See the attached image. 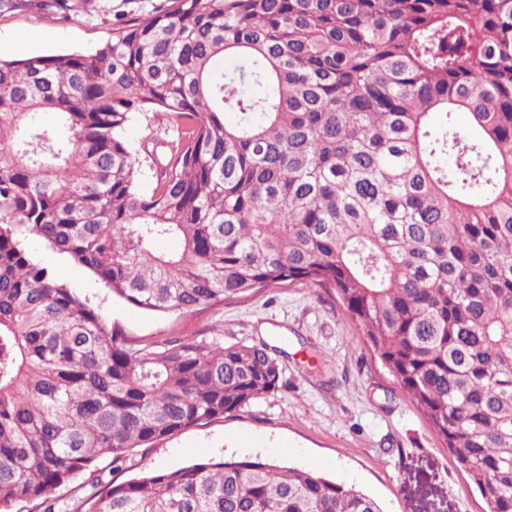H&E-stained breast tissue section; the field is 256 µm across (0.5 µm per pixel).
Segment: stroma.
Returning a JSON list of instances; mask_svg holds the SVG:
<instances>
[{"mask_svg":"<svg viewBox=\"0 0 512 512\" xmlns=\"http://www.w3.org/2000/svg\"><path fill=\"white\" fill-rule=\"evenodd\" d=\"M0 0V50L14 59L94 51L115 24L151 13L161 0ZM33 260L77 289L128 339L214 336L279 350L282 386L239 412L200 422L152 448L135 449L130 468L98 461L121 484L144 470L203 460L277 461L356 486L382 512H486L428 420L373 356L331 290L284 283L201 311L158 313L130 305L86 269L28 238Z\"/></svg>","mask_w":512,"mask_h":512,"instance_id":"1","label":"stroma"}]
</instances>
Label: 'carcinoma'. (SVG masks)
<instances>
[{
    "mask_svg": "<svg viewBox=\"0 0 512 512\" xmlns=\"http://www.w3.org/2000/svg\"><path fill=\"white\" fill-rule=\"evenodd\" d=\"M143 112L173 131L148 193L123 138ZM29 236L149 311L335 290L488 512H512V0H165L89 54L0 53V512H54L80 472L84 512H381L232 458L99 489L95 462L239 411L282 367L264 342L128 339Z\"/></svg>",
    "mask_w": 512,
    "mask_h": 512,
    "instance_id": "carcinoma-1",
    "label": "carcinoma"
}]
</instances>
